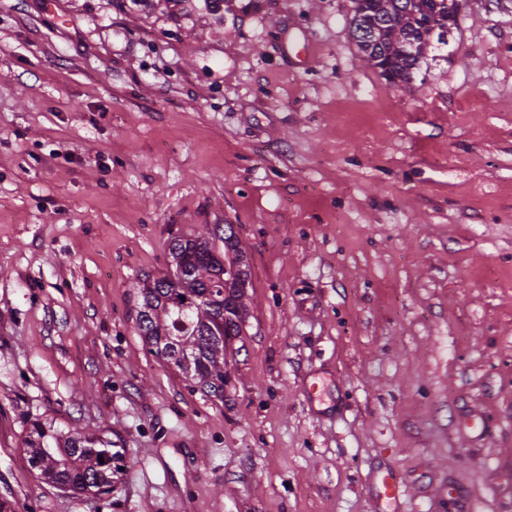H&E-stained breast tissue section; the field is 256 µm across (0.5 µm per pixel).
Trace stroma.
<instances>
[{"mask_svg":"<svg viewBox=\"0 0 512 512\" xmlns=\"http://www.w3.org/2000/svg\"><path fill=\"white\" fill-rule=\"evenodd\" d=\"M352 6L0 0L16 512H512V0H462L394 87ZM207 224L250 281L220 399L135 330ZM34 420L126 448L117 491L31 471Z\"/></svg>","mask_w":512,"mask_h":512,"instance_id":"obj_1","label":"stroma"}]
</instances>
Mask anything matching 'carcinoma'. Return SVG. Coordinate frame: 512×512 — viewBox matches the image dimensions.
Returning a JSON list of instances; mask_svg holds the SVG:
<instances>
[{"instance_id": "1", "label": "carcinoma", "mask_w": 512, "mask_h": 512, "mask_svg": "<svg viewBox=\"0 0 512 512\" xmlns=\"http://www.w3.org/2000/svg\"><path fill=\"white\" fill-rule=\"evenodd\" d=\"M355 2L351 35L363 60L392 85L410 82L435 60L457 25L448 18V0ZM169 252L175 275L139 285L136 332L187 382L222 397L224 354L241 336L249 279L234 225L215 224L204 237L176 236ZM26 446L31 468L75 493L115 491L127 453L103 434H63L38 421Z\"/></svg>"}]
</instances>
